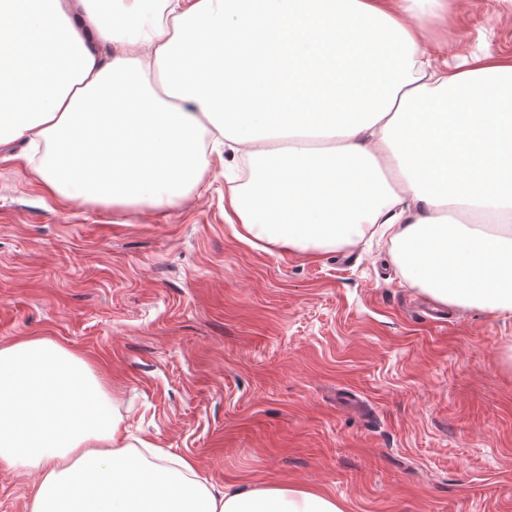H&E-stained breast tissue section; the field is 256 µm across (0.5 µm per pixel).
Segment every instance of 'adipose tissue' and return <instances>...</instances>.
I'll list each match as a JSON object with an SVG mask.
<instances>
[{"label": "adipose tissue", "mask_w": 512, "mask_h": 512, "mask_svg": "<svg viewBox=\"0 0 512 512\" xmlns=\"http://www.w3.org/2000/svg\"><path fill=\"white\" fill-rule=\"evenodd\" d=\"M436 0H0V148L42 190L164 211L225 152L224 218L313 258L374 231L432 300L512 317V61L438 62ZM0 464L30 512H346L323 490L216 489L130 439L111 390L49 336L0 345Z\"/></svg>", "instance_id": "ef3b65f1"}]
</instances>
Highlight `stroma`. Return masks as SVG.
Instances as JSON below:
<instances>
[{"label": "stroma", "instance_id": "obj_1", "mask_svg": "<svg viewBox=\"0 0 512 512\" xmlns=\"http://www.w3.org/2000/svg\"><path fill=\"white\" fill-rule=\"evenodd\" d=\"M456 65L512 59V0H443ZM223 176L166 211L61 202L0 159V345L92 360L132 432L214 487L325 488L347 512H512V318L439 307L386 246L265 251L224 222ZM37 473L0 465V512Z\"/></svg>", "mask_w": 512, "mask_h": 512}]
</instances>
